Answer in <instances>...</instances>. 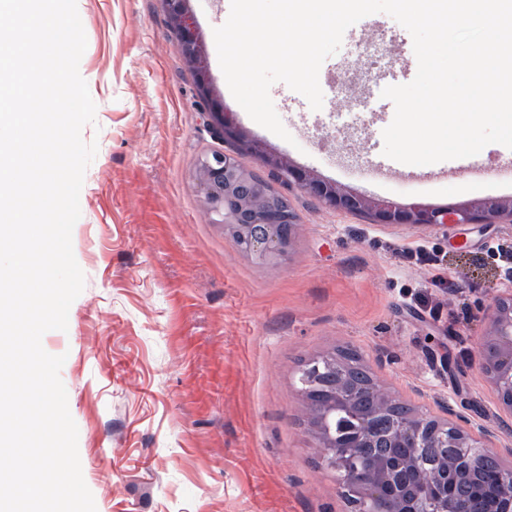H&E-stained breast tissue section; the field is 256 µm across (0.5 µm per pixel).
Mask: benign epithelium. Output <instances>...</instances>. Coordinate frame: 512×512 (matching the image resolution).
Wrapping results in <instances>:
<instances>
[{
  "label": "benign epithelium",
  "mask_w": 512,
  "mask_h": 512,
  "mask_svg": "<svg viewBox=\"0 0 512 512\" xmlns=\"http://www.w3.org/2000/svg\"><path fill=\"white\" fill-rule=\"evenodd\" d=\"M170 30L186 63L195 69L200 94L207 105V124L236 149L201 157L195 182L206 212L224 230L236 250L252 262L282 266L290 259L299 234V218L288 199L272 184L244 168L238 151L245 149L272 167L290 185L336 211L364 214L371 223L416 228H446L460 224H512V198H486L476 203L435 206L364 196L339 187L308 169L270 151L248 137L235 113L215 94L203 50L199 24L190 0H163ZM486 334L481 346L480 369L496 398L497 426L482 422L477 406L464 394L434 398L435 412L413 409L398 413L396 393L377 381L376 371L394 356L384 351L366 358L354 352L357 362L336 365V354L308 359L303 378L328 368L319 391L303 383L299 396L304 423L316 439L317 462L336 473L340 497L355 512H372L368 505L385 501L389 512H477L484 507L479 495L462 497L448 483L449 475L468 463L446 448H482L484 458L496 465L498 487L494 512H512V290L493 295L485 306ZM361 411L363 422L344 437L332 433L330 416L336 410ZM436 449V463L422 469L416 449Z\"/></svg>",
  "instance_id": "1"
}]
</instances>
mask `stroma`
Returning <instances> with one entry per match:
<instances>
[{"mask_svg": "<svg viewBox=\"0 0 512 512\" xmlns=\"http://www.w3.org/2000/svg\"><path fill=\"white\" fill-rule=\"evenodd\" d=\"M210 72L248 134L298 165L375 198L434 205L512 197V178L379 171L390 85L416 72L410 33L376 13L344 37L385 40L388 60L328 57L321 110L286 84L270 88L291 141L255 123L220 69L213 30L227 0H191ZM87 39L79 72L96 105L82 138L96 142L72 231L85 286L67 331L44 350L65 355L60 378L78 428L83 479L96 512H348L316 465L297 378L312 356L349 345L396 357L379 379L428 410L455 386L486 414L494 395L479 368V309L505 290L503 225L449 230L383 226L286 192L302 230L290 261L254 264L212 223L197 191L200 157L224 150L200 106L196 77L162 0H77ZM367 71L356 93L371 112L333 129L345 72ZM448 356L451 370L423 352Z\"/></svg>", "mask_w": 512, "mask_h": 512, "instance_id": "1", "label": "stroma"}]
</instances>
